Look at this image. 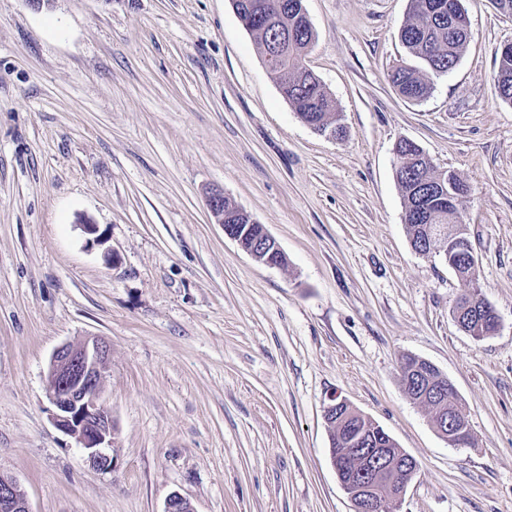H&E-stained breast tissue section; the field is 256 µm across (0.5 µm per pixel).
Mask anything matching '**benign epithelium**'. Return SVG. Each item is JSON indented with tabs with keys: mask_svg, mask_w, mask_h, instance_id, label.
<instances>
[{
	"mask_svg": "<svg viewBox=\"0 0 512 512\" xmlns=\"http://www.w3.org/2000/svg\"><path fill=\"white\" fill-rule=\"evenodd\" d=\"M264 15V4L257 2L238 12V19L249 28ZM438 201L454 204L453 189L448 174H440L436 188ZM223 190L215 188L208 195V207L217 223L224 226V234L236 241L243 231L237 224L224 223ZM433 253H448L447 230L428 228ZM111 352L108 341L100 336H86L68 341L52 353L47 366L46 397L51 405V421L62 433L75 439L83 448L87 461L99 470L112 468L109 449L112 444V414L104 404L102 395ZM434 428L449 445L462 447L472 439L470 428L457 427L444 420L434 422ZM362 469L351 467V454L344 449L331 455L338 481L348 494L354 512H388L389 506L402 500L417 470L416 460L408 453L395 457L385 448L357 450ZM384 471L395 475L394 490L382 498L377 477ZM0 512H31L25 492L17 481H0Z\"/></svg>",
	"mask_w": 512,
	"mask_h": 512,
	"instance_id": "obj_1",
	"label": "benign epithelium"
}]
</instances>
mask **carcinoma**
<instances>
[{
    "mask_svg": "<svg viewBox=\"0 0 512 512\" xmlns=\"http://www.w3.org/2000/svg\"><path fill=\"white\" fill-rule=\"evenodd\" d=\"M265 3L268 21L248 29L261 51L278 49L273 66L267 67L284 98L302 120H311L317 128L334 131L336 136L344 133L339 123L333 99L321 80L305 65V58L316 39V33L303 12V0H261ZM448 0H410L409 19L400 30V39L406 48L409 61L397 66L391 73V81L399 95L409 101L425 99L431 83L425 73L443 75L452 70L467 44L464 26L468 16H448ZM496 83L500 100L512 105V56L499 57ZM397 181L401 188L404 211L414 213L424 205V216L431 224H459L457 207H443L433 201L429 193L431 185L424 180L437 178L435 168L425 157L415 151L404 152L397 158ZM249 224L241 247L248 252L261 253L266 241L264 225L250 223V218L239 217ZM410 243L415 252L429 248L427 225L413 220L406 224ZM473 295L469 290L457 298L452 313L460 317L463 331L476 340H483L496 332L495 309L488 303H478L477 308L468 307ZM418 360L405 355L400 361L402 379L408 381L406 394L412 401L429 410L432 417L438 410L426 403L427 382L415 373ZM351 430H361L370 437L372 448L398 449L396 441L382 427L365 416L354 414L344 408L329 426L330 447L338 452L348 447L347 436Z\"/></svg>",
    "mask_w": 512,
    "mask_h": 512,
    "instance_id": "cac0c4a2",
    "label": "carcinoma"
}]
</instances>
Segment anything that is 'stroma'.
Segmentation results:
<instances>
[{"instance_id": "35a3bbf8", "label": "stroma", "mask_w": 512, "mask_h": 512, "mask_svg": "<svg viewBox=\"0 0 512 512\" xmlns=\"http://www.w3.org/2000/svg\"><path fill=\"white\" fill-rule=\"evenodd\" d=\"M303 5L340 139L297 117L230 0H0V475L32 512H164L174 492L195 512H353L334 398L417 460L393 512H512V107L495 84L512 15L462 0L466 48L411 102L389 79L408 0ZM403 138L466 186L474 294L500 321L485 340L453 319L454 271L410 244ZM213 188L286 266L225 236ZM86 336L112 349L107 471L45 396L52 351ZM406 354L451 381L470 445L407 396ZM433 424L438 434L442 436L451 446H466L472 439V431L469 425L466 428H457L454 421H452L451 424H448V418L446 421L441 419L439 421L433 422Z\"/></svg>"}]
</instances>
